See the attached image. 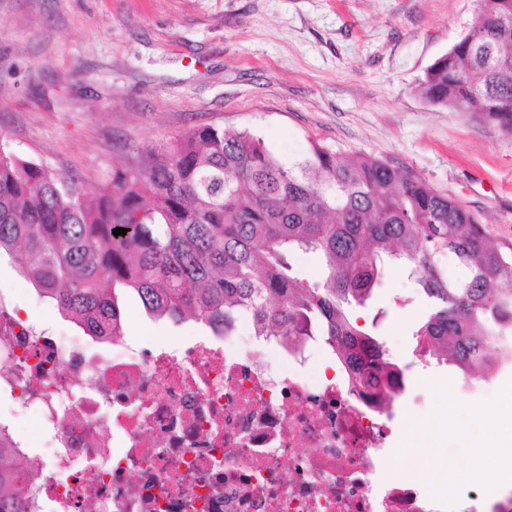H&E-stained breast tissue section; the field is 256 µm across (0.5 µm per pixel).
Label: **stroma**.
Wrapping results in <instances>:
<instances>
[{"label":"stroma","instance_id":"obj_1","mask_svg":"<svg viewBox=\"0 0 512 512\" xmlns=\"http://www.w3.org/2000/svg\"><path fill=\"white\" fill-rule=\"evenodd\" d=\"M478 12L479 0H0V146L79 173L94 192L132 145L157 146L196 125L254 129L287 161L316 140L405 168L512 241V135L416 90ZM0 294L72 327L6 255ZM355 314L396 362L411 358L428 309L393 265ZM122 319L130 340L146 328L165 342L210 334L193 321L150 319L130 292ZM510 388V364L479 381L434 360L416 368L389 409L384 468H400L411 419L453 405L470 433L442 436L441 446L470 469L489 426L512 414L501 398Z\"/></svg>","mask_w":512,"mask_h":512}]
</instances>
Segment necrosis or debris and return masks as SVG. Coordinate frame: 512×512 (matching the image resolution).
Instances as JSON below:
<instances>
[{
	"label": "necrosis or debris",
	"mask_w": 512,
	"mask_h": 512,
	"mask_svg": "<svg viewBox=\"0 0 512 512\" xmlns=\"http://www.w3.org/2000/svg\"><path fill=\"white\" fill-rule=\"evenodd\" d=\"M270 372L261 353L198 341L142 355L125 337L104 350L0 303V388L42 430L33 512H512L423 496L416 473L380 478L392 434L377 386Z\"/></svg>",
	"instance_id": "1"
}]
</instances>
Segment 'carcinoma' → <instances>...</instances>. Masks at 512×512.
<instances>
[{"mask_svg":"<svg viewBox=\"0 0 512 512\" xmlns=\"http://www.w3.org/2000/svg\"><path fill=\"white\" fill-rule=\"evenodd\" d=\"M479 2L473 30L417 89L511 135L512 0ZM131 152L133 163L115 166L111 183L91 194L78 174L0 146V254L21 250L39 297L84 334L124 335L122 298L132 292L149 316L194 320L214 336L247 319L254 335L289 350L320 340L354 370L367 356L359 382L370 384L390 362L353 310L382 287L393 260L428 307L416 351L474 379L512 364V242L422 179L318 142L284 162L258 133L220 125ZM117 227L126 234L114 236ZM299 249L320 259L312 284L291 274ZM446 255L464 278L448 279ZM22 458L0 424V512H30Z\"/></svg>","mask_w":512,"mask_h":512,"instance_id":"cac0c4a2","label":"carcinoma"}]
</instances>
